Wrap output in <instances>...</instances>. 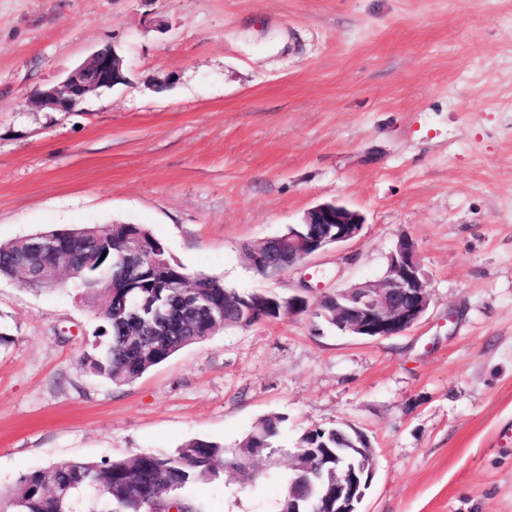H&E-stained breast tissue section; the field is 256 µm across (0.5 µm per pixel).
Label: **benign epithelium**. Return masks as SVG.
Segmentation results:
<instances>
[{"label":"benign epithelium","mask_w":512,"mask_h":512,"mask_svg":"<svg viewBox=\"0 0 512 512\" xmlns=\"http://www.w3.org/2000/svg\"><path fill=\"white\" fill-rule=\"evenodd\" d=\"M123 80V60L109 49H99L68 71L37 97L46 107L71 112L88 95ZM304 230H290L286 236L266 239L252 247L248 260L252 267H277L286 270L311 256L356 238L362 231L361 215L336 203H322L309 209L303 219ZM141 243L128 238L118 261L127 264L130 277L138 278L145 268L135 264ZM20 255L29 258L51 255V264L35 271L22 268L24 282L38 287L55 285L60 276L80 275L95 254L70 247L53 233L24 238ZM431 302L428 280L416 243L407 235L398 238L388 256L383 279L322 296L319 315L340 331L365 338L401 334L415 326ZM128 319L149 317L161 321L167 313L147 300L125 307ZM361 445L338 448L336 465L326 471L317 463L314 448H299L291 456L290 470L295 478L288 482V512H360V504L376 472V460L367 436L353 429Z\"/></svg>","instance_id":"7a95c632"}]
</instances>
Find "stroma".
Listing matches in <instances>:
<instances>
[{
	"label": "stroma",
	"mask_w": 512,
	"mask_h": 512,
	"mask_svg": "<svg viewBox=\"0 0 512 512\" xmlns=\"http://www.w3.org/2000/svg\"><path fill=\"white\" fill-rule=\"evenodd\" d=\"M105 47L125 83L37 104ZM324 202L365 225L311 259L306 312L124 384L82 361L97 297L0 277V489L196 438L232 451L280 415L256 480L197 483L201 512H278L299 437L337 425L377 455L361 512H512V0H0V243L140 224L189 273L285 297L305 271L260 275L244 247ZM404 234L431 293L415 327L364 339L318 317Z\"/></svg>",
	"instance_id": "obj_1"
}]
</instances>
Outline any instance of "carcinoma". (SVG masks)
Instances as JSON below:
<instances>
[{"mask_svg":"<svg viewBox=\"0 0 512 512\" xmlns=\"http://www.w3.org/2000/svg\"><path fill=\"white\" fill-rule=\"evenodd\" d=\"M129 235L140 238L147 259L160 243L138 224H114L97 239L83 228L67 232L73 240H88V248L103 254L99 263L85 270L77 286L93 293L101 282L111 278L112 258ZM19 262L21 258L14 246L0 245L1 276L14 275ZM191 276L183 266L170 260L167 267L156 268L152 278L120 289L124 294L146 297L170 310L172 323L164 328L165 335L159 337V343L150 351H134L126 346L124 338L145 328L128 324L126 315L116 305H103V326L92 335L91 351L84 355V364L115 384L129 382L194 344L195 332L217 327L185 311L181 286ZM192 277L213 312L224 313L226 288L221 279L205 273ZM283 422L284 417L278 415L259 420L232 460L226 459L224 445L192 439L171 455L143 452L129 459L80 460L34 470L15 487L0 491V512H165L171 507L177 512H199L188 496L191 486L218 476L227 466L253 479L255 474L246 466V460L276 447ZM346 437L348 430L342 427L316 428L303 434L298 446L311 443L334 448L343 444Z\"/></svg>","mask_w":512,"mask_h":512,"instance_id":"cac0c4a2","label":"carcinoma"}]
</instances>
